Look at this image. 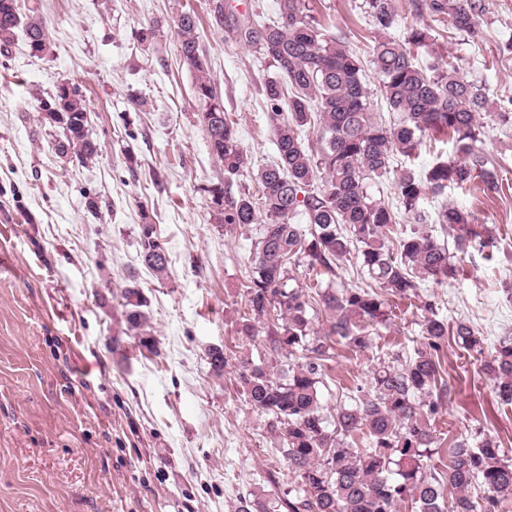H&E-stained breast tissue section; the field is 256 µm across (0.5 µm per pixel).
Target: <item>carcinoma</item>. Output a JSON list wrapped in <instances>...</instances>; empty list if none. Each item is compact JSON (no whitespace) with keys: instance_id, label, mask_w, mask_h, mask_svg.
Listing matches in <instances>:
<instances>
[{"instance_id":"cac0c4a2","label":"carcinoma","mask_w":512,"mask_h":512,"mask_svg":"<svg viewBox=\"0 0 512 512\" xmlns=\"http://www.w3.org/2000/svg\"><path fill=\"white\" fill-rule=\"evenodd\" d=\"M310 0H276L269 22L245 18L236 38L253 46L275 67L284 81L265 83L270 108L268 123L276 139L277 160L258 170V195L228 196L224 184L206 188L219 224H253L264 213L267 224L256 243L248 277L249 318L240 333L255 336V323L268 321L266 347L288 359L280 377L268 366L244 369L241 383L248 403L271 417L269 426L284 442V458L297 480L294 494L270 499L255 496L241 502L237 512H401L407 502L416 512H500L512 500V462L502 458L497 441L482 434L476 445L455 441L448 448V470L424 473L435 437L429 415L439 403H425L440 378L435 352L442 342H454L483 353V337L467 322L454 327L437 318L434 305L424 329L428 348L399 364L381 363L372 373L370 392L336 411L334 428L322 412L319 384L326 376L328 341L337 336L354 351L372 344L369 324L389 318L388 297L409 299L428 282L455 276L448 248L427 231L399 239L395 258L386 234L396 215L369 192L368 181L391 170L395 155L415 158L423 138L444 132L462 158L435 163L425 175L404 167L394 180L399 211L418 223L426 221L420 208L425 188L437 192L461 189L479 179L490 192L499 180L478 148L481 130L477 113L488 107L484 88L463 77L442 57L426 66L415 51L430 45L425 26H412L403 39L389 36L397 22L395 0H365L378 36L372 63L379 91L396 119L387 124L370 111L364 65L346 38L328 35L311 16ZM431 16L449 19L460 33H475L476 19L486 12V0H422ZM41 0H0V52L9 51L22 35L28 51L42 58L51 43ZM178 52L194 76V96L212 154L229 179L247 169L248 156L217 94L207 59L200 48L199 19L193 10H180L170 19ZM48 124L58 130L56 151L82 164L100 156L101 145L88 129V107L75 84L57 82L39 98ZM317 126V147L303 141L306 128ZM305 215L308 232L291 222ZM437 223L456 227L461 249L485 247L486 227L473 224L469 213L448 205ZM372 282L368 288L333 287L337 262L351 251ZM139 258L161 280L168 274L169 256L154 226L140 225ZM304 265L315 276L310 289L294 282L291 266ZM128 331L138 345L158 353L147 330L143 307L147 300L136 282L121 292ZM322 304L331 314L329 331L314 328L310 310ZM211 374H224V351L209 350ZM484 372L504 402H512V339H503L483 364ZM368 436L369 447L355 448L348 439ZM481 493L474 495L472 490Z\"/></svg>"}]
</instances>
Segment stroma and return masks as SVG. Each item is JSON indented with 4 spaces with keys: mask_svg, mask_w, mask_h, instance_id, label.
<instances>
[{
    "mask_svg": "<svg viewBox=\"0 0 512 512\" xmlns=\"http://www.w3.org/2000/svg\"><path fill=\"white\" fill-rule=\"evenodd\" d=\"M276 0H43L51 51L30 57L24 39L0 55V512H235L261 492L295 487L269 430V416L246 401L240 375L266 358L264 323L241 336L245 285L262 224L216 223L207 187L228 195L257 191L254 173L276 159L265 82L277 72L232 30L244 17H273ZM396 0L395 35L427 26L436 40L422 61L452 56L490 100L477 121L479 144L501 181L426 194L427 231L448 248L455 279L429 282L399 300L385 325L369 327L370 348L334 339L322 388L325 413L366 394L381 362L407 358L425 339V302L448 322L470 323L483 353L452 341L438 352L450 388L433 421L437 451L425 471L448 466L453 439L494 436L512 459V405L501 404L483 371L484 353L512 338V0H489L472 35ZM325 32L345 36L366 61L371 109L391 121L370 60L376 40L365 0H311ZM193 9L200 47L250 165L225 179L211 153L182 64L172 13ZM157 23L152 44L141 25ZM162 56L165 66L154 64ZM78 84L89 132L103 152L84 165L60 157L38 96L56 82ZM144 107H136V100ZM136 165H129L127 155ZM95 200L97 210L87 207ZM470 212L495 245L458 250L438 223L445 204ZM149 213L169 255L156 279L139 258V224ZM137 282L157 354L125 333L121 297ZM224 351L223 377L209 372V349Z\"/></svg>",
    "mask_w": 512,
    "mask_h": 512,
    "instance_id": "obj_1",
    "label": "stroma"
}]
</instances>
